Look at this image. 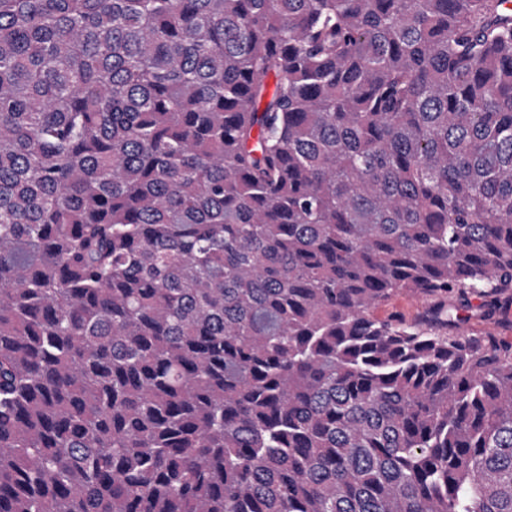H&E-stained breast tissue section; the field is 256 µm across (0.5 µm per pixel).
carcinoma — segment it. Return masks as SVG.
<instances>
[{
  "mask_svg": "<svg viewBox=\"0 0 512 512\" xmlns=\"http://www.w3.org/2000/svg\"><path fill=\"white\" fill-rule=\"evenodd\" d=\"M506 2L0 0V512H512ZM428 305L422 299L408 295L400 294L395 296L388 306L379 311L381 316L389 313H397L408 321L419 319L426 311ZM459 327L461 332L467 334L512 337V310L506 317L498 315L493 318L471 316Z\"/></svg>",
  "mask_w": 512,
  "mask_h": 512,
  "instance_id": "carcinoma-1",
  "label": "carcinoma"
}]
</instances>
